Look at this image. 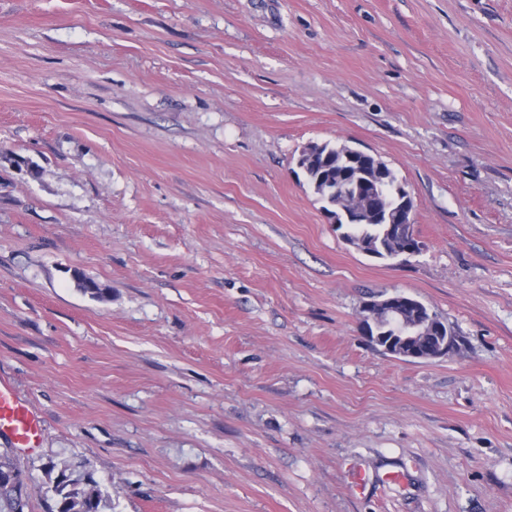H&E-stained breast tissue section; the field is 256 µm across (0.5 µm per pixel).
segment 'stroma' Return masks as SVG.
I'll use <instances>...</instances> for the list:
<instances>
[{
  "label": "stroma",
  "mask_w": 512,
  "mask_h": 512,
  "mask_svg": "<svg viewBox=\"0 0 512 512\" xmlns=\"http://www.w3.org/2000/svg\"><path fill=\"white\" fill-rule=\"evenodd\" d=\"M326 142L395 172L418 254L346 243ZM395 292L458 349L372 346ZM0 372L26 512L51 459L111 512H512V0H0ZM337 145L324 143L318 153L315 161L307 168V178L311 185H316L315 193L320 196V200L325 204L324 210H331L329 207L336 206V192L340 191L342 198L350 200L358 198L359 191L352 186H343L336 189V170L340 169ZM336 189V192H335ZM356 192L351 194L353 191ZM380 297H383L382 299H376V300H370L365 303L363 307V316L361 319V325L365 328L362 332L366 336L368 342L371 339V336H369V332L367 330L366 321L372 322L375 318V307L378 306H391L395 305L397 301H404V300H411L415 302L420 309V312L422 315H424L427 319V322L429 325L435 329L440 335H443L444 333V327L442 324V321L439 320L434 313L430 310V308L424 304L422 301L413 298L412 296L405 295L402 293H396L392 295H381ZM447 323V322H446ZM446 336H437L436 343L433 349L426 354H421L419 351L412 347V337L410 336H393L391 337L383 347V350L390 354L392 352L398 353L401 357L416 359V360H431L434 358L442 357L448 354L456 345V337L448 334V330L454 333V329L447 323ZM40 424L20 401L12 383L0 376V434L8 435L17 448L34 449L40 445Z\"/></svg>",
  "instance_id": "1"
}]
</instances>
